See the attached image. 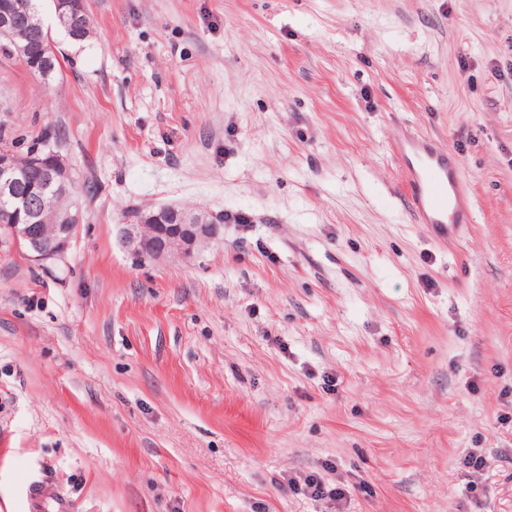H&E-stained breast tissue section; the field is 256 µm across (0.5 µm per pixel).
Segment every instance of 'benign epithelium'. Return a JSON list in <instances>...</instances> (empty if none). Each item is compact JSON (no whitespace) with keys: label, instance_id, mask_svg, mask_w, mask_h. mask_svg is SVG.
I'll list each match as a JSON object with an SVG mask.
<instances>
[{"label":"benign epithelium","instance_id":"7a95c632","mask_svg":"<svg viewBox=\"0 0 512 512\" xmlns=\"http://www.w3.org/2000/svg\"><path fill=\"white\" fill-rule=\"evenodd\" d=\"M56 13L67 19L71 37L81 32L84 0H53ZM28 162L40 167L38 180L28 178L26 164L13 152L0 154V236L25 248L37 262L58 260L67 253L80 223L74 195L57 186L56 171L67 167L64 158L38 147L29 150ZM52 194L67 199L66 217L56 224H21L36 214L35 204ZM221 225L199 214L184 213L175 219L166 209L140 210L126 217L120 227L125 247L137 258L160 259L169 255L189 257L203 240L219 237Z\"/></svg>","mask_w":512,"mask_h":512}]
</instances>
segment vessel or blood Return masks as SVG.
I'll use <instances>...</instances> for the list:
<instances>
[{
	"mask_svg": "<svg viewBox=\"0 0 512 512\" xmlns=\"http://www.w3.org/2000/svg\"><path fill=\"white\" fill-rule=\"evenodd\" d=\"M397 155L406 177L412 215L419 224H459L471 221V195L458 170L448 162L447 151L425 136L397 131ZM26 512H73L70 497L53 481L43 479L29 484Z\"/></svg>",
	"mask_w": 512,
	"mask_h": 512,
	"instance_id": "vessel-or-blood-1",
	"label": "vessel or blood"
}]
</instances>
